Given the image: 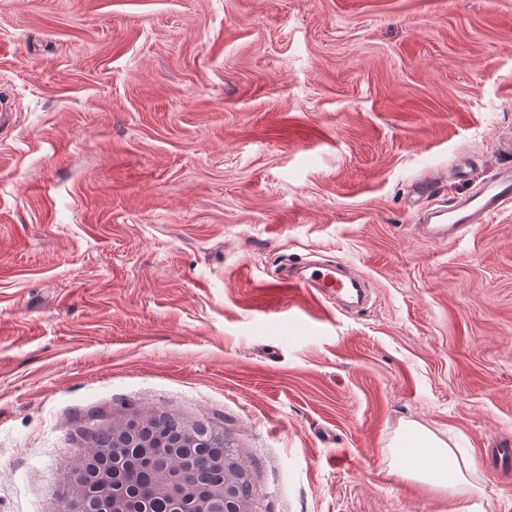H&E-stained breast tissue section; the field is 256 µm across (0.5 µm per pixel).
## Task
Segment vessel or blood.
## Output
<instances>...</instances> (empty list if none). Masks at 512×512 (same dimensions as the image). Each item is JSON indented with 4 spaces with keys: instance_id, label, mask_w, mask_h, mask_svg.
<instances>
[{
    "instance_id": "b4317fda",
    "label": "vessel or blood",
    "mask_w": 512,
    "mask_h": 512,
    "mask_svg": "<svg viewBox=\"0 0 512 512\" xmlns=\"http://www.w3.org/2000/svg\"><path fill=\"white\" fill-rule=\"evenodd\" d=\"M512 203V162L504 161L494 181L480 186L473 194L435 212L427 218L428 235L438 241L452 240L464 235L474 225L485 223L503 206ZM282 285L304 288L313 294L331 298L340 295L346 287H360L356 276L342 279L333 266H304L281 280Z\"/></svg>"
}]
</instances>
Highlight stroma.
Here are the masks:
<instances>
[{"label":"stroma","instance_id":"obj_1","mask_svg":"<svg viewBox=\"0 0 512 512\" xmlns=\"http://www.w3.org/2000/svg\"><path fill=\"white\" fill-rule=\"evenodd\" d=\"M0 96V512H63L96 410L222 428L256 512H459L415 423L512 512V205L420 220L512 143V0H0ZM337 274L336 266H304L294 273L289 272L281 279V284L288 288H304L324 298H332L335 295L338 297L341 292L347 290V285L358 291L362 283L361 278L349 274L345 282ZM409 446L428 448L429 455L423 459H409L400 455L401 448ZM397 462V473L408 479L423 481L435 488H452L465 501L473 499L472 484L466 477L469 465L460 463L455 451L448 443L423 427L412 424L403 429L393 446Z\"/></svg>","mask_w":512,"mask_h":512}]
</instances>
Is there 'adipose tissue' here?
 I'll return each instance as SVG.
<instances>
[{
	"mask_svg": "<svg viewBox=\"0 0 512 512\" xmlns=\"http://www.w3.org/2000/svg\"><path fill=\"white\" fill-rule=\"evenodd\" d=\"M401 477L423 481L435 488H451L466 500L464 512H474L469 502L471 484L466 477L468 466L460 462L448 443L423 427L412 424L403 429L393 444Z\"/></svg>",
	"mask_w": 512,
	"mask_h": 512,
	"instance_id": "obj_1",
	"label": "adipose tissue"
}]
</instances>
